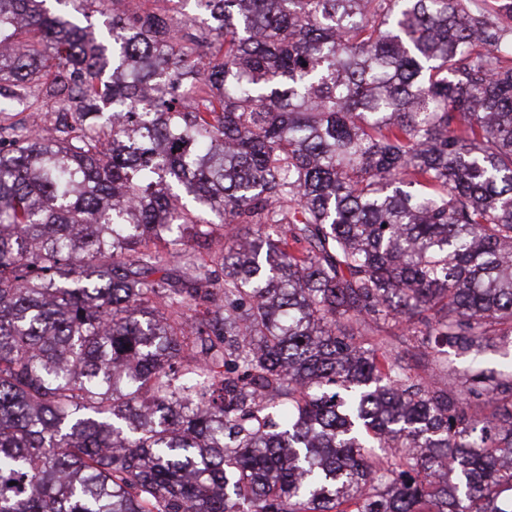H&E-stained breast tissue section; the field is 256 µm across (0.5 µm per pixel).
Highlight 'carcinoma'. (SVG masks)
Wrapping results in <instances>:
<instances>
[{"label": "carcinoma", "instance_id": "cac0c4a2", "mask_svg": "<svg viewBox=\"0 0 512 512\" xmlns=\"http://www.w3.org/2000/svg\"><path fill=\"white\" fill-rule=\"evenodd\" d=\"M511 55V3L0 0V512H512Z\"/></svg>", "mask_w": 512, "mask_h": 512}]
</instances>
